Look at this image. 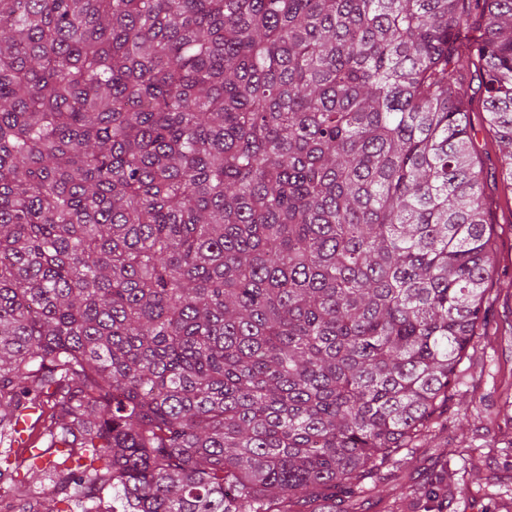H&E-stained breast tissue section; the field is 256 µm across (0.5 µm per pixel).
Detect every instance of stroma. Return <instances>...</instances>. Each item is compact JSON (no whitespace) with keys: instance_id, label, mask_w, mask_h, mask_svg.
I'll return each mask as SVG.
<instances>
[{"instance_id":"stroma-1","label":"stroma","mask_w":512,"mask_h":512,"mask_svg":"<svg viewBox=\"0 0 512 512\" xmlns=\"http://www.w3.org/2000/svg\"><path fill=\"white\" fill-rule=\"evenodd\" d=\"M484 203L497 265L483 337L459 368L452 408L456 418L414 449L411 464H394L390 475L360 498L357 512H385L406 483L428 488L444 470L463 475L466 489L450 500L427 491L406 512H512V407L503 405L512 384V210L497 180H487ZM451 448L456 456H448Z\"/></svg>"}]
</instances>
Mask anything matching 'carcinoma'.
Wrapping results in <instances>:
<instances>
[{"instance_id":"cac0c4a2","label":"carcinoma","mask_w":512,"mask_h":512,"mask_svg":"<svg viewBox=\"0 0 512 512\" xmlns=\"http://www.w3.org/2000/svg\"><path fill=\"white\" fill-rule=\"evenodd\" d=\"M512 192V0H0V463L55 512H355L448 414ZM470 81V82H469ZM470 89L476 96V103L473 112L470 113L472 134L475 135V141L480 153L485 171H493V168L498 164L499 151L496 143L492 142L486 131L484 130V112L478 103V87L480 84V75L475 71L472 76L468 78ZM21 454L22 453L19 448L14 447L12 449V453H11V457H10V461H11L12 465L10 466V469L8 470V472L10 473L11 476L5 474L4 476L6 477V480L5 481L2 480L3 476L1 477V480H0V495H1L2 500L7 499V494L10 489V486L14 482H18L21 480H28L30 477L27 474V471L25 468L24 459L26 457H22Z\"/></svg>"}]
</instances>
